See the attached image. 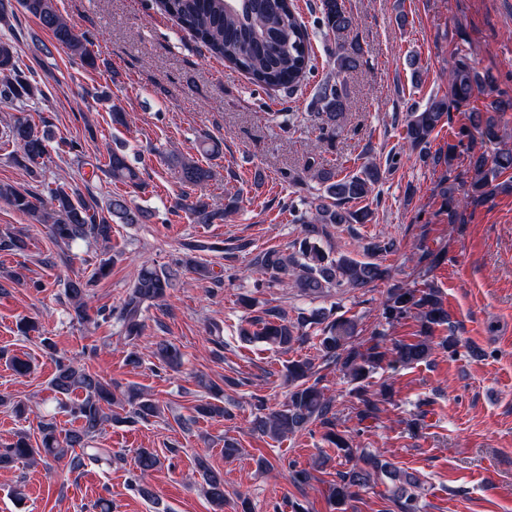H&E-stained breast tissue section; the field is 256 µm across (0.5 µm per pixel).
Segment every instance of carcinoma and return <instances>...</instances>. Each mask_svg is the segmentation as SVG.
Here are the masks:
<instances>
[{
	"label": "carcinoma",
	"mask_w": 512,
	"mask_h": 512,
	"mask_svg": "<svg viewBox=\"0 0 512 512\" xmlns=\"http://www.w3.org/2000/svg\"><path fill=\"white\" fill-rule=\"evenodd\" d=\"M158 8L176 18L182 28L200 41L224 64L249 76L261 87H295L311 69V43L306 27L299 20L290 0H156ZM38 21L51 33L56 46L71 59L78 61L86 71L97 72L108 64L91 50L84 34L59 11L56 0H0V22L8 23L14 7ZM322 26L336 36L330 73L318 86L311 115L319 120L320 130L333 140L342 129L348 109V92L342 77L363 67L365 50L353 35L357 21L347 11L344 0H320ZM486 79L467 56L458 57L448 74V93L429 99L419 108H410L404 119L405 140L409 149L427 166L452 169L456 157L469 155L472 175L464 190L465 198L478 202L502 187L500 176L512 173V145L500 135L499 113L512 111V99L494 98L485 110L471 108L468 125L457 133V143L447 150L431 151L436 129L448 120L453 107L468 106L471 100L486 91ZM42 90L25 75L19 66L13 41L0 38V106L11 105L16 114L0 126V140L18 147L9 154L12 163L24 167L31 176L41 177L39 159L46 154L50 139L47 129H38L27 115L29 102ZM492 143L491 154L476 152L477 145ZM170 164L177 169L181 183L199 187L213 180L211 166L197 160L171 156ZM95 168L103 170L114 183L141 189L139 171L121 147L106 146V152L95 156ZM304 171L312 174L321 185L322 193L290 206L294 222L301 224L300 237L293 243V252L267 250L256 255L252 264L262 282L272 286L293 281L302 295L312 299L344 288H367L390 278V270L378 257L397 249L392 239H377L362 247L365 259L357 260L345 254L335 255L325 250L318 240L324 224H368L373 212L353 209L348 203L368 198L383 180L384 171L373 162L358 170L339 175L334 168H325L314 160H306ZM449 223L464 221L460 210L463 200L455 195V188L440 189ZM0 201L25 215L32 223L48 229L58 248L43 263L56 264V258L68 256V251L79 242L107 246L112 240L114 224H145L151 214L134 208L121 194H112L105 204L89 194L84 196L59 180L49 189V200L23 185L1 184ZM188 211L195 224H218L240 208V194L228 193L224 209L213 208L202 197L191 202H176ZM27 235L21 230L7 228L0 232V252L17 255L27 249ZM183 256L171 266H157L145 260L130 287L120 309L110 314L115 323V334L133 345L146 330L145 313L164 300L170 291L182 284V269L188 268L196 280L220 284L214 271L197 262L196 253L217 251V242L189 239L181 243ZM116 256L99 259L87 275L75 276L65 283L64 295L70 315L78 321L88 320L87 305L90 288L107 277ZM248 310L239 336L248 342L265 343L283 354L301 345L315 335L318 359L292 358L284 365L288 393L284 403L271 409L263 400L256 405L257 413L251 421L252 431L274 441H281L308 430L313 424L324 429V440L336 448L339 455L352 466L338 473V480L330 489L329 499L336 512H347V504L375 481L386 486L387 497L398 512H422L417 489L419 478L396 463L367 453L355 445V436L336 429L333 400L327 397L320 383L323 366L338 368L353 384L351 393L356 399L359 421L374 419L380 404L391 399L393 388L383 382L373 388L368 382L383 364L410 366L427 360L432 355L434 332L450 324L448 309L444 307L441 291L431 285L407 288L395 285L388 289L382 305V318L392 326L406 319L417 323L415 340L388 343L386 330L376 329L367 339L358 336V323L345 315L334 316L324 308L310 312L300 311L294 318L283 311L267 307L256 298H245ZM154 355L161 366L177 370L182 365V354L174 343L160 340L155 343ZM51 390L65 398L75 394L70 412L80 425L61 436L56 425H40V440L33 444L24 435L0 449V468L24 460L36 464L45 460L67 461L70 468L85 466V461H96L100 456H112L109 448H95L93 443L102 426L108 422L136 423L159 418L164 413L160 402L141 388L107 379L87 367L70 360L57 362L56 372L49 381ZM211 399H201L194 406L197 417L222 418L226 415L222 395L208 387ZM81 453H75V449ZM137 467L144 475L160 463L158 455L149 448L136 451ZM203 471L202 490L217 510L224 508V476L199 462Z\"/></svg>",
	"instance_id": "1"
}]
</instances>
